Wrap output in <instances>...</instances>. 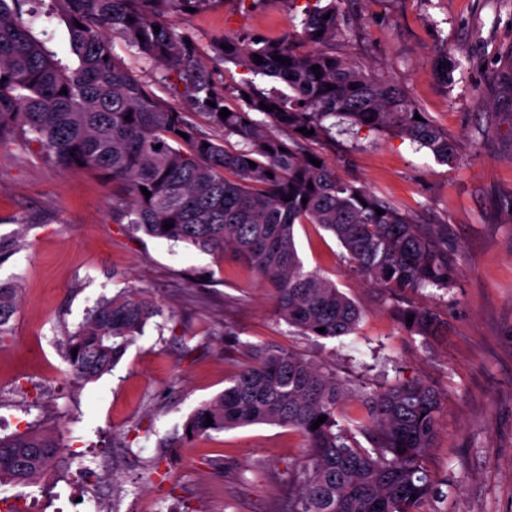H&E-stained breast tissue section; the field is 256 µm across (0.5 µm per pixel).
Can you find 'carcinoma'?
<instances>
[{
  "label": "carcinoma",
  "instance_id": "carcinoma-1",
  "mask_svg": "<svg viewBox=\"0 0 512 512\" xmlns=\"http://www.w3.org/2000/svg\"><path fill=\"white\" fill-rule=\"evenodd\" d=\"M30 2L0 0V142L20 134L63 168L102 171L112 180L114 207L134 230L234 256L273 286L280 319L305 336H348L362 311L335 283L304 269L298 224H317L336 237L343 260L390 294L452 286L458 262L448 248V225L421 224L389 198L323 161L318 167L309 161L317 158L310 146L332 132L361 130L407 139L443 164L458 161L457 142L426 117L414 119L419 108L401 85L328 49L345 31L340 0H306L301 29L280 40L242 35L216 42L212 49L224 62L248 74L232 86L217 85L195 43L166 21L215 0H52L67 23L68 57L50 38L33 34L23 18ZM107 30L134 49L137 61L166 69V79L183 85L198 113L224 137L200 133L144 85L114 53ZM460 66L443 50L432 68L446 84ZM259 76L280 80L289 93L263 92L255 85ZM261 102L273 111L261 109ZM223 108L230 111L225 118ZM301 127L314 134L300 133ZM232 139L242 147H228ZM378 208L384 214L377 215ZM167 223L173 227L164 228ZM14 305L13 291L0 287V335ZM159 313L151 296L136 292L97 305L68 337L72 377L89 382L109 371ZM398 317L418 336L448 334L433 312L414 303ZM350 398L361 404V414L343 412ZM441 411L439 392L422 379H398L367 392L352 377L267 345L253 349L224 391L202 402L184 428L193 437L255 424L299 431L306 459L294 469L288 512H426L431 499L444 496V482L423 462L437 439ZM322 415L327 419L312 428ZM360 436L371 447H362ZM61 448L59 434L50 431L0 437V484L36 482Z\"/></svg>",
  "mask_w": 512,
  "mask_h": 512
}]
</instances>
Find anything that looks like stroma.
Wrapping results in <instances>:
<instances>
[{"instance_id":"stroma-1","label":"stroma","mask_w":512,"mask_h":512,"mask_svg":"<svg viewBox=\"0 0 512 512\" xmlns=\"http://www.w3.org/2000/svg\"><path fill=\"white\" fill-rule=\"evenodd\" d=\"M347 35L333 48L365 72L403 86L421 112L458 142L455 166L415 152L409 141L360 131L313 145L339 175L385 194L420 218L448 226L459 274L448 290L429 288L416 304L448 325L444 336L409 335L400 300L343 261L335 237L315 224L296 227L309 270L336 283L362 308L354 333L304 336L277 314L270 286L232 258L185 243L130 233L115 223L112 184L99 171L64 169L37 144L0 143V286L17 291L0 338V434L60 430L58 480L10 486L23 506L37 490L43 512H68L90 497L70 467L73 455L103 467L110 491L102 512H283L306 441L287 427L256 424L186 438L184 423L249 359L275 344L309 360L354 371L370 385L383 376L421 378L441 395L439 435L424 459L447 479L448 498L427 512H512V223L496 202L512 193V0H345ZM302 18L283 0H221L172 17L192 38L217 84L241 68L217 59L215 39L238 34L277 40ZM460 60L449 84L433 74L439 50ZM137 75L206 135L215 130L191 109L182 88L158 68ZM147 290L162 308L112 369L74 380L66 338L104 297ZM220 456L236 470L212 468ZM160 460L159 473L148 461Z\"/></svg>"}]
</instances>
